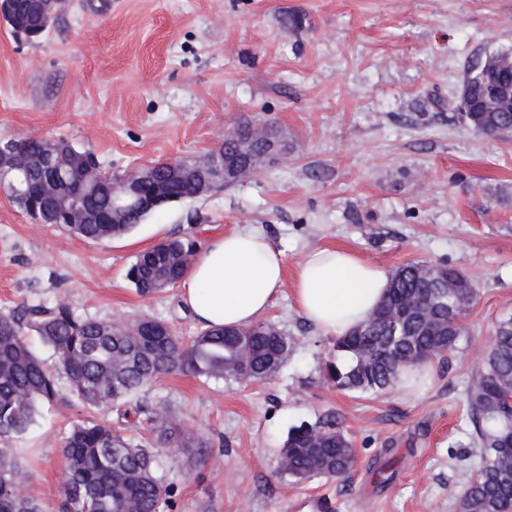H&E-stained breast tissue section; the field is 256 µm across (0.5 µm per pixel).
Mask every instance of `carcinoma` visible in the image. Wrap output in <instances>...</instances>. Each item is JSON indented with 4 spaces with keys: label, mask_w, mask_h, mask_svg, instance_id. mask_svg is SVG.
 Listing matches in <instances>:
<instances>
[{
    "label": "carcinoma",
    "mask_w": 512,
    "mask_h": 512,
    "mask_svg": "<svg viewBox=\"0 0 512 512\" xmlns=\"http://www.w3.org/2000/svg\"><path fill=\"white\" fill-rule=\"evenodd\" d=\"M497 73L512 74V48L490 53ZM497 84L469 67L461 96L476 114L484 135H497L512 123V111L489 106ZM167 193L192 197L191 184L156 169ZM112 177L99 183L81 204L100 216L112 213ZM147 214L134 212L128 224H61L86 240L103 241L135 228ZM195 255L189 239L164 241L141 253L127 278L141 296L176 286ZM462 271L440 265L428 274L425 264L408 262L391 276L388 294L375 316L354 333L333 340L326 377L341 390L379 395L400 383L404 368L424 359L444 358L466 334L464 311L478 289ZM35 333L56 355L54 369L41 360L29 339ZM286 334L270 322L229 333L204 329L188 343L164 321L142 317L133 322L82 318L59 303L39 312L21 307L0 313V440L19 438L38 409L62 398L60 380L83 405H128L157 378L176 372L225 381L255 380L275 374L288 357ZM512 383V317L499 321L481 357L466 399L481 464L464 487L458 512H512V410L499 401ZM165 444L184 446L170 412L132 407ZM67 479L61 490L63 512H163L171 483L158 471L156 455L110 423L76 421L63 441ZM281 472L297 481L341 477L355 455L330 414L314 425L289 431ZM28 474L12 448H0V512H40L28 493Z\"/></svg>",
    "instance_id": "cac0c4a2"
}]
</instances>
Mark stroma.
Instances as JSON below:
<instances>
[{"label": "stroma", "mask_w": 512, "mask_h": 512, "mask_svg": "<svg viewBox=\"0 0 512 512\" xmlns=\"http://www.w3.org/2000/svg\"><path fill=\"white\" fill-rule=\"evenodd\" d=\"M512 47V0H65L45 35L19 43L0 20V138H64L118 178L217 149L226 128L258 122L288 157L209 195L169 204L101 242L37 224L0 187V312L70 304L84 318L200 330L181 287L140 296L137 255L172 239L196 246L236 229L265 233L295 274L334 246L395 270L409 261L467 274L478 297L456 349L423 386L373 396L325 377L332 349L283 287L266 315L288 357L270 378H158L140 395L168 407L188 448L159 451L170 512H291L312 495L331 512H457L479 461L466 388L494 325L512 316V134L451 120L476 56ZM356 463L339 479L294 481L277 468L291 428L327 413ZM75 397L42 407L13 446L42 512H59L71 425L110 419ZM391 480L374 471L385 450Z\"/></svg>", "instance_id": "obj_1"}]
</instances>
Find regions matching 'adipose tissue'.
I'll return each mask as SVG.
<instances>
[{"mask_svg":"<svg viewBox=\"0 0 512 512\" xmlns=\"http://www.w3.org/2000/svg\"><path fill=\"white\" fill-rule=\"evenodd\" d=\"M285 252L263 233L241 230L209 239L195 256L181 294L201 327H247L261 320L284 285ZM390 272L342 248L308 250L298 263L293 294L305 320L341 337L382 302Z\"/></svg>","mask_w":512,"mask_h":512,"instance_id":"obj_1","label":"adipose tissue"}]
</instances>
